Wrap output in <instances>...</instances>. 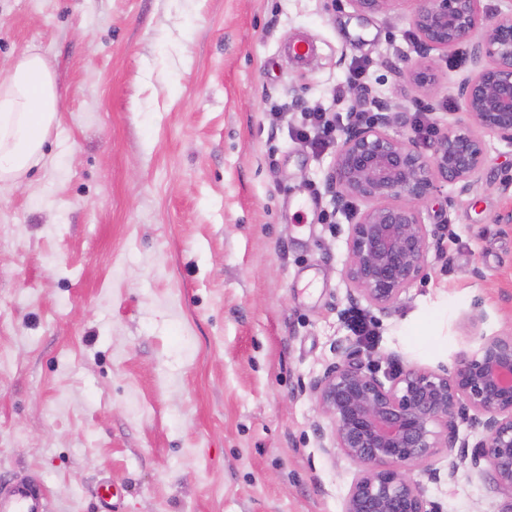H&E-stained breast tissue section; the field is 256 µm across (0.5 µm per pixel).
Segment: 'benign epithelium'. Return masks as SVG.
I'll return each instance as SVG.
<instances>
[{
	"label": "benign epithelium",
	"mask_w": 512,
	"mask_h": 512,
	"mask_svg": "<svg viewBox=\"0 0 512 512\" xmlns=\"http://www.w3.org/2000/svg\"><path fill=\"white\" fill-rule=\"evenodd\" d=\"M351 2L359 15L409 12L424 62L408 76L426 95L438 83L431 53L465 48L471 62L457 84L459 116L427 146L390 134L395 117L382 103L368 120L352 111L337 142L328 192L339 208L367 204L350 227L347 300L388 315L424 276L432 242L422 208L443 184L466 194L479 183L482 134L512 143V11L490 13L483 0ZM334 352L311 391L330 422L317 426L322 448L357 467L343 512H439L412 469L440 482L434 460L442 452L448 480L461 470L478 476L503 498L498 512H512V328L481 337L449 369L409 366L383 379L350 344ZM462 425L470 434L460 435Z\"/></svg>",
	"instance_id": "obj_1"
}]
</instances>
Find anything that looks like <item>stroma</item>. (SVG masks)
I'll list each match as a JSON object with an SVG mask.
<instances>
[{
    "instance_id": "stroma-1",
    "label": "stroma",
    "mask_w": 512,
    "mask_h": 512,
    "mask_svg": "<svg viewBox=\"0 0 512 512\" xmlns=\"http://www.w3.org/2000/svg\"><path fill=\"white\" fill-rule=\"evenodd\" d=\"M408 15L351 0H0V81L40 53L60 99L45 159L0 184V480L50 512H342L357 468L326 454L310 385L352 339L343 276L363 203L327 191L336 147L297 138L358 91L425 138L456 117L466 52L435 56ZM301 37L314 54L285 50ZM466 195L423 208L426 276L360 357L451 366L512 328V144L483 137ZM440 512H496L483 481L427 484Z\"/></svg>"
}]
</instances>
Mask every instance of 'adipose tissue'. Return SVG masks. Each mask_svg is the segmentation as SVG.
I'll use <instances>...</instances> for the list:
<instances>
[{
  "instance_id": "obj_1",
  "label": "adipose tissue",
  "mask_w": 512,
  "mask_h": 512,
  "mask_svg": "<svg viewBox=\"0 0 512 512\" xmlns=\"http://www.w3.org/2000/svg\"><path fill=\"white\" fill-rule=\"evenodd\" d=\"M60 112L52 71L40 54L25 52L0 82V183L17 181L43 162Z\"/></svg>"
}]
</instances>
